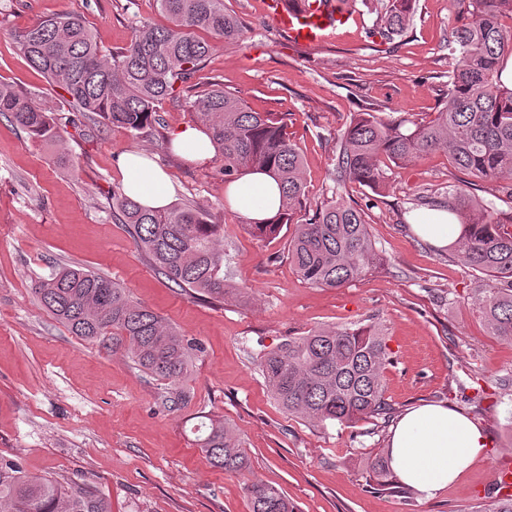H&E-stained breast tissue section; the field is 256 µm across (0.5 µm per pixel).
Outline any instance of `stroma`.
I'll return each mask as SVG.
<instances>
[{
    "mask_svg": "<svg viewBox=\"0 0 512 512\" xmlns=\"http://www.w3.org/2000/svg\"><path fill=\"white\" fill-rule=\"evenodd\" d=\"M265 0H224L244 25L218 43L189 84L158 106L161 123L135 138L102 124L66 126L56 90L18 51L11 32L35 19L81 16L105 51L127 46L134 27L164 26L157 0H0V81L55 112L62 140L33 142L0 115V456L32 475L54 474L92 485L112 512H249L244 487H276L297 512H480L496 497L492 463L512 448V343L488 335L471 304L478 272L455 251L415 236L417 193L463 180L438 150L396 169L383 194L354 184L347 201L368 206L382 269L340 288L304 282L288 260L292 229L257 239L224 201L219 159L203 165L173 154L169 140L195 123L197 95L217 83L256 112L288 116L303 160L308 197L300 220L314 214L335 184L336 140L352 114L432 117L448 95L456 60L448 38L458 0H416L400 36L378 37L380 14L369 0H349L361 26L303 52L277 32ZM154 158L174 185L173 202L206 210L223 225L224 275L239 292L215 305L181 292L138 252L112 215L122 192L118 157ZM80 266L120 284L205 349L185 388L191 401L165 410L160 381L133 369L111 341L73 336L40 306L36 283L53 268ZM376 318L391 361L385 396L397 413L443 404L485 431L483 456L434 499L377 490L367 463L387 446L388 428H314L273 400L252 354L320 326ZM221 417L244 441L249 471L213 468L194 443L197 414Z\"/></svg>",
    "mask_w": 512,
    "mask_h": 512,
    "instance_id": "obj_1",
    "label": "stroma"
}]
</instances>
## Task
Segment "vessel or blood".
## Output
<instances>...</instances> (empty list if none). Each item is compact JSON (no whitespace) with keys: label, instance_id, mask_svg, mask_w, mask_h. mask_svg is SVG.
<instances>
[{"label":"vessel or blood","instance_id":"b4317fda","mask_svg":"<svg viewBox=\"0 0 512 512\" xmlns=\"http://www.w3.org/2000/svg\"><path fill=\"white\" fill-rule=\"evenodd\" d=\"M265 6L277 30L303 50L342 38L358 23L344 0H266ZM494 479L499 494L512 490L511 453L496 459Z\"/></svg>","mask_w":512,"mask_h":512}]
</instances>
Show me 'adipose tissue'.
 Here are the masks:
<instances>
[{"label":"adipose tissue","instance_id":"adipose-tissue-1","mask_svg":"<svg viewBox=\"0 0 512 512\" xmlns=\"http://www.w3.org/2000/svg\"><path fill=\"white\" fill-rule=\"evenodd\" d=\"M173 147L196 163L214 156L210 138L202 126L186 125L171 135ZM123 190L127 197L151 210L167 208L173 187L169 175L137 151L119 157ZM230 209L248 220L264 224L280 211L281 191L268 173L255 171L226 186ZM487 446L484 430L462 411L441 404H422L407 410L390 430L388 465L399 483L427 501L455 483Z\"/></svg>","mask_w":512,"mask_h":512}]
</instances>
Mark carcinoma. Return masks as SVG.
Instances as JSON below:
<instances>
[{"label":"carcinoma","instance_id":"1","mask_svg":"<svg viewBox=\"0 0 512 512\" xmlns=\"http://www.w3.org/2000/svg\"><path fill=\"white\" fill-rule=\"evenodd\" d=\"M166 27L135 29L130 43L104 53L83 21L70 14L38 19L14 32L19 51L30 65L70 97L74 111L98 116L133 137L149 135L159 123L158 104L201 69L214 48L198 35L237 39L242 28L224 10V0H157ZM466 16L451 35L457 55L448 80V99L428 120L385 119L361 112L338 138L336 185L358 183L378 192L395 169L423 154L443 149L454 168L478 178L504 182L502 202L510 211L487 206L460 187L444 192V210L461 225L452 245L491 285L473 289V304L489 334L512 341V84L501 80L512 55V0H460ZM412 0H388L382 34L404 31ZM197 122L205 126L224 162V182L252 171L274 177L282 194L281 211L269 224L242 220L258 239L276 236L293 223L306 200L302 158L288 134L286 116L254 112L245 102L214 84L193 102ZM8 115L34 141L60 140L49 110L0 82V115ZM112 214L125 225L137 250L179 289L223 303L231 294L224 283L221 225L206 213L171 206L145 210L122 193L112 196ZM363 208L336 193L321 201L312 218L295 227L288 260L299 277L319 288H340L381 261ZM39 303L76 336L97 341L112 337V349L124 351L141 372L165 382L162 404L170 411L188 405L183 383L201 344L133 299L114 281L78 267L64 266L36 284ZM389 361L383 325L317 328L290 337L256 357L271 396L288 415L315 426L353 427L362 420L388 421L393 407L385 398L382 372ZM196 444L209 463L224 472L249 468L243 441L222 419L196 428ZM378 489L398 495L387 458L370 463ZM250 512H296L278 489L258 482L246 486ZM0 512H110L108 501L85 483L54 475L31 476L13 460L0 458Z\"/></svg>","mask_w":512,"mask_h":512}]
</instances>
